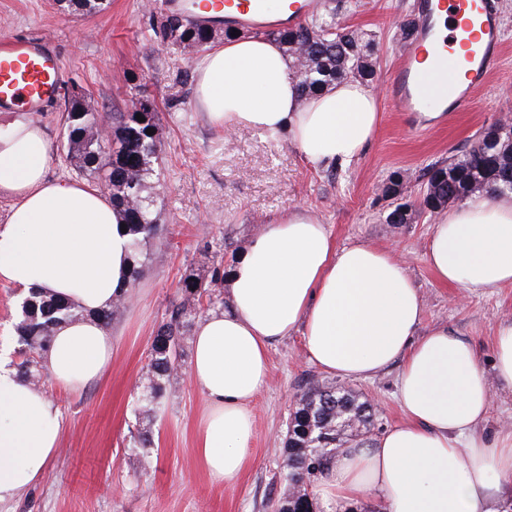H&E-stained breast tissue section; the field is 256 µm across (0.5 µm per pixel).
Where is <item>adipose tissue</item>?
<instances>
[{
    "mask_svg": "<svg viewBox=\"0 0 512 512\" xmlns=\"http://www.w3.org/2000/svg\"><path fill=\"white\" fill-rule=\"evenodd\" d=\"M211 120L232 133L257 128L292 143L316 166L347 165L372 141L377 99L348 79L301 100L293 62L256 36L214 46L195 65ZM49 144L23 113L0 114V281L79 306L43 365L75 392L112 363L97 319L129 290L130 235L97 189L48 176ZM424 258L446 285L483 291L512 284V200L448 208ZM229 308L199 323L189 377L206 400L199 460L212 481L235 485L254 436L249 404L264 389L270 348L301 333L308 362L358 379L399 363L402 418L379 438L342 449L319 493L335 503L379 498L383 512H504L512 485V430L482 433L497 387L512 389V324L493 337L484 369L475 347L445 326L421 330L424 297L405 261L367 241L337 247L305 210L267 225L232 271ZM62 413L0 354V501L35 485L55 458Z\"/></svg>",
    "mask_w": 512,
    "mask_h": 512,
    "instance_id": "ef3b65f1",
    "label": "adipose tissue"
}]
</instances>
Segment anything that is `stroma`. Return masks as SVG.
<instances>
[{
    "label": "stroma",
    "mask_w": 512,
    "mask_h": 512,
    "mask_svg": "<svg viewBox=\"0 0 512 512\" xmlns=\"http://www.w3.org/2000/svg\"><path fill=\"white\" fill-rule=\"evenodd\" d=\"M416 0H345L342 22L373 37L375 78L369 88L382 96L383 81L404 45L403 22L415 16ZM502 19L503 53L474 105L437 129L411 124L380 106L379 127L364 153L345 166L317 168L291 143L256 129L225 133L206 117L195 97L197 50L174 49L157 34L164 5L157 0H105L101 12L79 16L55 0H0V40L43 37L60 59L61 92L35 117L49 143L48 175L77 181L65 159L64 92L82 95L92 111L125 112L142 97L159 114L161 151L155 188L159 238L139 246L141 267L133 299L108 331L112 365L77 393L59 390L49 377L40 384L62 412L60 451L39 484L0 502V512H271L283 489L282 459L288 418L303 392L317 383L353 389L375 401L374 435L402 413L397 401L399 364L365 379L329 376L309 363L300 335L274 344L264 390L251 402V455L235 487L213 482L196 451L197 426L205 403L180 368L167 385L152 422L139 420V384L149 347L173 306L182 303L181 283L193 276L206 290L186 317L182 358L190 360L199 322L227 309V274L265 225L284 211L305 208L326 224L337 246L369 241L405 255L407 272L426 300L422 329L448 325L474 345L483 365L492 362V337L512 323V285L465 293L444 285L423 252L436 214L417 211L410 224L392 225L396 206L382 188L399 175L405 194L419 200L430 164L464 151L484 127L512 108V0H492ZM225 279L211 287L214 271ZM18 288L0 283V350L11 364L22 360L15 325ZM152 444L142 447L140 432Z\"/></svg>",
    "instance_id": "35a3bbf8"
}]
</instances>
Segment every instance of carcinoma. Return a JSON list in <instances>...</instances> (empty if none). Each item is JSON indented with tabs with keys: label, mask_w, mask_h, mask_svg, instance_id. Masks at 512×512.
<instances>
[{
	"label": "carcinoma",
	"mask_w": 512,
	"mask_h": 512,
	"mask_svg": "<svg viewBox=\"0 0 512 512\" xmlns=\"http://www.w3.org/2000/svg\"><path fill=\"white\" fill-rule=\"evenodd\" d=\"M102 0H68V7L84 14L102 10ZM265 35L284 46L294 61V77L301 96L311 98L326 87L346 79L373 80L375 72L368 58L375 43L365 34L342 24L335 0H323L318 12L294 24L261 31L256 27L224 23V39L231 33ZM159 31L163 38L183 48H201L214 38V25L192 23L181 12L162 15ZM140 122L132 112L112 115V134L107 141L98 136L103 117L87 107L67 114L65 122L67 159L78 175L88 176L108 189L114 210L122 214L131 236L130 281L140 269V242L159 234L156 194L149 192L154 163L160 151L158 112H143ZM509 134L496 125L482 130L474 144L448 162L428 168L429 181L421 206L432 212L473 197H495L512 192V150ZM201 284L191 278L182 281V304L171 311L153 337L141 378L140 414L148 419L164 397L166 384L180 367L183 316L192 308L191 300ZM78 314L76 305L51 295H32L24 300L16 324L18 342L25 358L18 368L22 378L38 382L39 358L50 346L59 324ZM375 409L367 400L343 387L316 385L294 409L285 441L284 481L287 489L278 501L286 512H315L307 486L323 477L336 459L337 450L349 441L371 440Z\"/></svg>",
	"instance_id": "obj_1"
}]
</instances>
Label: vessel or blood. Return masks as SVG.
I'll return each instance as SVG.
<instances>
[{
    "instance_id": "obj_1",
    "label": "vessel or blood",
    "mask_w": 512,
    "mask_h": 512,
    "mask_svg": "<svg viewBox=\"0 0 512 512\" xmlns=\"http://www.w3.org/2000/svg\"><path fill=\"white\" fill-rule=\"evenodd\" d=\"M215 18L252 25L266 13L264 0H225ZM417 37L402 51L396 71L386 79L384 96L392 111L418 122L422 110L418 75L422 64L439 68L458 59L453 92L440 103L443 112H461L473 104L503 51L502 25L490 0H416ZM55 52L48 40L29 39L0 46V106L40 111L54 96Z\"/></svg>"
}]
</instances>
